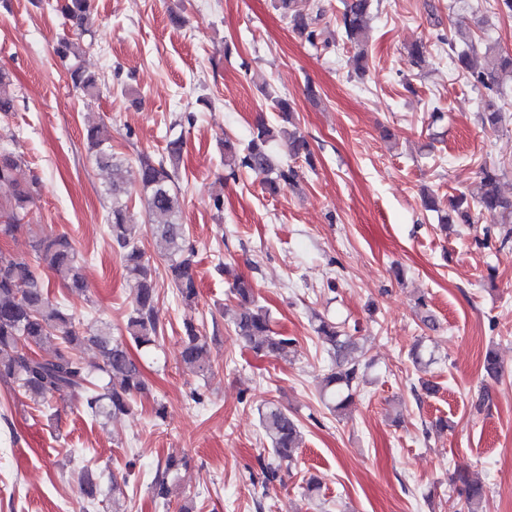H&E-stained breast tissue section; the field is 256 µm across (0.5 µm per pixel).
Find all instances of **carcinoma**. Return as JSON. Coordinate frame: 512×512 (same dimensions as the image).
<instances>
[{
    "mask_svg": "<svg viewBox=\"0 0 512 512\" xmlns=\"http://www.w3.org/2000/svg\"><path fill=\"white\" fill-rule=\"evenodd\" d=\"M372 0H347L341 15L342 28L349 41L358 43L365 38L370 19ZM275 7L290 19L292 28L310 44L318 37L311 27V17L299 8L298 0H275ZM93 0H57L56 10L64 20L87 32ZM457 68L466 71L473 86L488 90L498 88L504 77L512 79V55L496 48L485 47L484 65L477 70L471 58L477 53L475 39L464 36L461 44L448 42ZM57 56L68 64L67 74L72 87L83 96L93 99L100 94L101 80L76 63L82 47L69 38H62L55 48ZM483 126L497 129L505 120L494 96L481 98ZM288 142L293 157L311 160L305 141L282 130L276 131L265 121L257 122L251 138L242 145L224 139V166L228 175L236 176L240 169L267 174L264 189L276 196L293 185L298 178L291 165H280L270 151L277 135ZM86 139L94 150L97 165L111 170L108 193L112 198L107 224L112 243L122 254L127 276L133 284L131 312L124 336L112 335L108 325L84 324L66 304L51 298L49 284L40 269L48 268L65 288L74 292L87 290L82 273L81 257L73 240L65 234L37 236L26 257L0 253V380L9 381L22 393L42 398L58 393L80 400L85 412L93 419L107 421L130 413L136 398L146 391L141 366L130 353V346L149 349L157 345L162 333L158 314L159 291L151 257L141 248L144 225L135 222L125 196L129 190L123 174V162L112 154V135L103 124L90 125ZM185 146L183 134L174 135L166 144V152L158 158L148 154L138 156V193L154 222L150 234L155 255L167 264L170 282L176 295L187 306L195 303L198 285L195 277V249L189 241L185 225L179 222L180 197L176 190L180 158ZM19 157L0 146V236L13 237L24 230L29 205L38 193L37 183L22 185L15 171ZM501 221L504 236L501 245L512 241V199L504 196L499 187L496 169L483 168L481 192L474 203L460 195L448 199V212L441 223L470 224L473 211ZM230 292L240 298V313L234 321L237 336L249 343L255 352L288 360L294 353L296 340L273 330L270 313L256 304L252 284L235 277L229 283ZM314 331L326 344L335 367L324 378V395L328 409L342 414L354 401L364 371L353 360L355 337L335 322L316 317ZM96 353L97 361L88 363L81 356L85 349ZM181 364L189 371L202 375L209 368L208 342L199 326L192 321L183 324L179 350ZM483 370L485 377L496 380L501 366L494 350L486 352ZM260 421L271 445L270 454L278 463H292L296 450L302 447V432L288 412L268 401L260 411ZM187 465L184 457L171 455L163 470L156 471L151 482L153 495L167 500L171 493L168 476ZM467 512H483L486 489L476 481L459 474Z\"/></svg>",
    "mask_w": 512,
    "mask_h": 512,
    "instance_id": "1",
    "label": "carcinoma"
}]
</instances>
